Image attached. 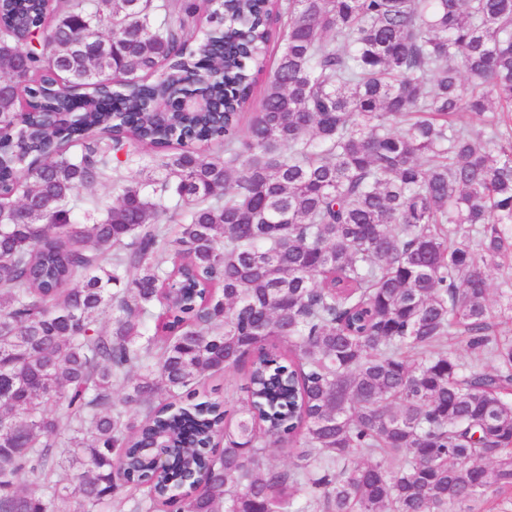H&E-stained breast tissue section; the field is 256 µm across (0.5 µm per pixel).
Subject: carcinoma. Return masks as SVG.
I'll list each match as a JSON object with an SVG mask.
<instances>
[{"instance_id": "1", "label": "carcinoma", "mask_w": 512, "mask_h": 512, "mask_svg": "<svg viewBox=\"0 0 512 512\" xmlns=\"http://www.w3.org/2000/svg\"><path fill=\"white\" fill-rule=\"evenodd\" d=\"M0 74V512L512 503V0H0ZM242 383L241 376L236 371H228L222 377H217L208 382L206 394L211 399L224 400L228 405L238 404L243 396L234 389ZM212 389H217L213 391Z\"/></svg>"}]
</instances>
